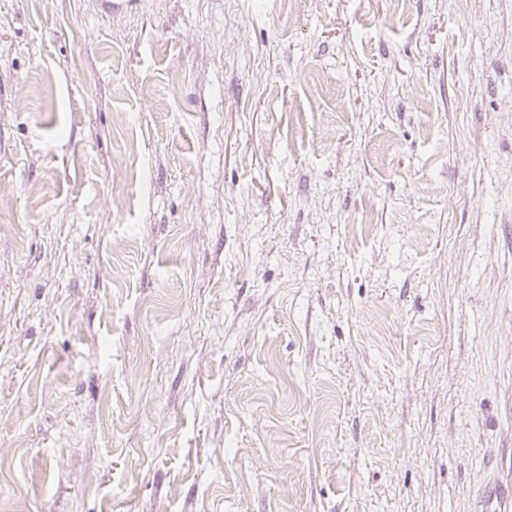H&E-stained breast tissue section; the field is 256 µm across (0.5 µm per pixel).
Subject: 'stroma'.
I'll list each match as a JSON object with an SVG mask.
<instances>
[{"label": "stroma", "mask_w": 512, "mask_h": 512, "mask_svg": "<svg viewBox=\"0 0 512 512\" xmlns=\"http://www.w3.org/2000/svg\"><path fill=\"white\" fill-rule=\"evenodd\" d=\"M0 0V512H474L512 453V0Z\"/></svg>", "instance_id": "obj_1"}]
</instances>
